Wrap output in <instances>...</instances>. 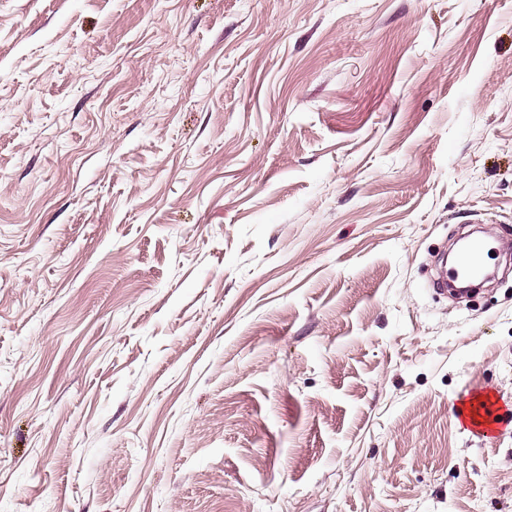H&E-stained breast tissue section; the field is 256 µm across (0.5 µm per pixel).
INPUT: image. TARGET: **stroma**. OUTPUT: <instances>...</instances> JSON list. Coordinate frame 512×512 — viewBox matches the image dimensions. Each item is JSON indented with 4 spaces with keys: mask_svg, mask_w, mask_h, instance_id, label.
I'll return each instance as SVG.
<instances>
[{
    "mask_svg": "<svg viewBox=\"0 0 512 512\" xmlns=\"http://www.w3.org/2000/svg\"><path fill=\"white\" fill-rule=\"evenodd\" d=\"M0 512H512V0H0ZM490 240L477 241L461 250L456 260V267L448 272V277L458 275L471 277L481 273L483 269L484 254L493 247ZM482 410V414L479 411L471 413L463 407H458L455 410V414H453V416L458 421L459 425H466L468 427L475 428L477 429V433L486 437H490L491 430L483 425L491 424L495 421L493 418V405L487 402L482 406ZM477 417H481L483 420L480 421Z\"/></svg>",
    "mask_w": 512,
    "mask_h": 512,
    "instance_id": "1",
    "label": "stroma"
}]
</instances>
